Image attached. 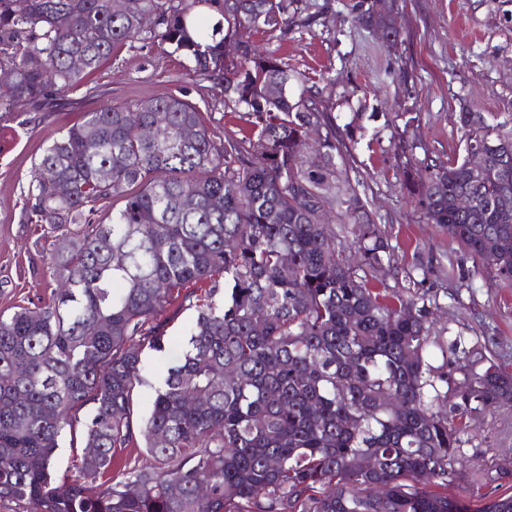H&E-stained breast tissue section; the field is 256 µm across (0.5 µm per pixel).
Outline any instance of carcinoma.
I'll list each match as a JSON object with an SVG mask.
<instances>
[{
	"mask_svg": "<svg viewBox=\"0 0 512 512\" xmlns=\"http://www.w3.org/2000/svg\"><path fill=\"white\" fill-rule=\"evenodd\" d=\"M356 8L398 43L374 4ZM206 9L220 16L210 27ZM306 10L303 0H124L120 12L110 0H0V79L11 85L1 118L48 109L144 32L193 61L189 79L224 83V103L248 122L240 137L218 132L170 94L104 104L45 149L25 219L62 236L49 261L57 288L48 304L0 314V502L22 512H464L445 492L464 453L456 417L512 406V373L491 361L456 381L448 354L469 352L455 339L436 361L424 296L369 284L392 249L348 173L363 127L337 138L319 88L279 57L224 54L240 29L282 33L307 24ZM159 112L167 123L156 127ZM458 122L463 156L407 165L403 188L426 223L512 288V249H500L512 241V126L470 110ZM481 149L478 175L468 156ZM461 195L474 202L466 211ZM107 200L120 207L92 223ZM330 213L353 226V241L328 227ZM192 286L207 301L171 347L156 318ZM146 348L167 364L137 421ZM83 408L82 480L57 479L55 452ZM119 448H143L152 463L120 470Z\"/></svg>",
	"mask_w": 512,
	"mask_h": 512,
	"instance_id": "1",
	"label": "carcinoma"
}]
</instances>
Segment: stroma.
Returning <instances> with one entry per match:
<instances>
[{"label":"stroma","instance_id":"1","mask_svg":"<svg viewBox=\"0 0 512 512\" xmlns=\"http://www.w3.org/2000/svg\"><path fill=\"white\" fill-rule=\"evenodd\" d=\"M401 31L396 49L360 25L354 0H307L310 24L286 34L240 32L310 78L337 127L358 120L364 135L349 171L393 248L374 287L413 286L439 306L441 343L461 339L483 358L512 371V288L499 287L458 242L424 223L402 188L408 158L461 152L462 109L512 120V0H384ZM191 61L148 35L130 39L84 86L58 94L50 112L0 121V312L50 300L55 279L48 261L56 234L24 221L31 171L53 138L102 103L177 94L214 128H245L241 110L224 104L222 85L190 81ZM482 358V360H483ZM482 360L468 364L481 371ZM465 455L450 497L470 512L512 494V410L468 423Z\"/></svg>","mask_w":512,"mask_h":512}]
</instances>
